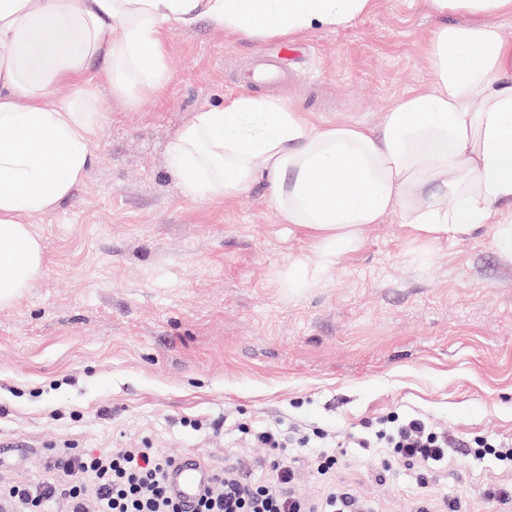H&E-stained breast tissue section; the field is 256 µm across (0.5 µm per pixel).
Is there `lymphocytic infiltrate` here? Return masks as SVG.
<instances>
[{"label": "lymphocytic infiltrate", "mask_w": 512, "mask_h": 512, "mask_svg": "<svg viewBox=\"0 0 512 512\" xmlns=\"http://www.w3.org/2000/svg\"><path fill=\"white\" fill-rule=\"evenodd\" d=\"M376 444L402 462L436 464L447 460L450 441L416 417L383 419ZM171 457L153 448H125L93 455L75 448L55 454L51 469L61 483L13 485L0 494V512H50L64 503L67 512H182L166 485ZM269 478L258 483L237 474L216 476L195 512H309L303 497L291 493L295 469L288 460L268 461Z\"/></svg>", "instance_id": "lymphocytic-infiltrate-1"}]
</instances>
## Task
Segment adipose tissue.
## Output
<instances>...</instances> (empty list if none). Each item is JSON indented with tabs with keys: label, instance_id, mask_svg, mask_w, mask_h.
<instances>
[{
	"label": "adipose tissue",
	"instance_id": "adipose-tissue-1",
	"mask_svg": "<svg viewBox=\"0 0 512 512\" xmlns=\"http://www.w3.org/2000/svg\"><path fill=\"white\" fill-rule=\"evenodd\" d=\"M371 3L0 0V305L44 264L20 215L54 209L93 165L98 81L131 104L168 82L164 23L205 19L262 40L347 26ZM430 4L474 19L436 30L431 85L404 94L377 125L319 127L281 101L241 95L194 113L167 146V166L190 197H233L267 180L280 223L315 240L311 254L289 264V287L321 282L366 226L396 211L433 236L495 225L494 246L512 261V42L498 25L512 18V0ZM67 83L79 93L54 102L53 90Z\"/></svg>",
	"mask_w": 512,
	"mask_h": 512
}]
</instances>
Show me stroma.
I'll return each instance as SVG.
<instances>
[{"label": "stroma", "mask_w": 512, "mask_h": 512, "mask_svg": "<svg viewBox=\"0 0 512 512\" xmlns=\"http://www.w3.org/2000/svg\"><path fill=\"white\" fill-rule=\"evenodd\" d=\"M467 20L427 0H373L346 27L289 36L302 53L286 60L287 82L248 93L320 125L375 124L408 90L429 87L433 30ZM282 41L172 24L162 89L132 105L100 85L93 166L70 199L21 217L44 266L0 307V442L10 447L0 479L40 483L62 448L149 445L260 481L271 451L241 427L276 420L337 445L330 478L316 473L315 449L288 450L310 501L334 485L375 512H416L422 499L439 512L446 498L512 512L485 496L512 485V471L475 464L465 448L430 470L348 442L389 414L465 440H512V263L494 247V225L435 238L395 212L321 283L295 290L285 272L314 240L279 222L266 181L193 199L167 167V145L194 112L240 95L257 49Z\"/></svg>", "instance_id": "35a3bbf8"}]
</instances>
